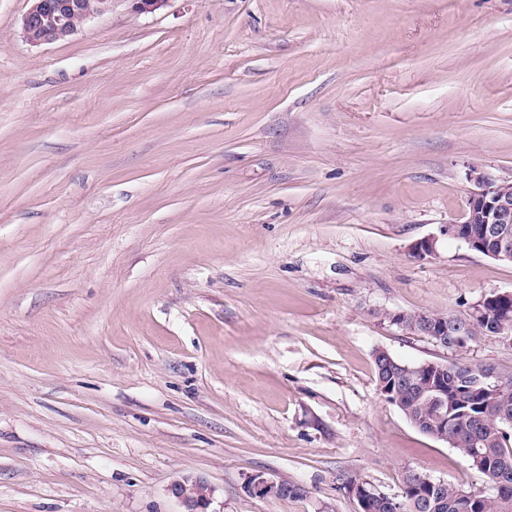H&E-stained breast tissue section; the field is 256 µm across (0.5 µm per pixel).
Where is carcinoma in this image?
<instances>
[{
  "mask_svg": "<svg viewBox=\"0 0 512 512\" xmlns=\"http://www.w3.org/2000/svg\"><path fill=\"white\" fill-rule=\"evenodd\" d=\"M512 318V302L504 306L499 302L484 306V312L474 315H452L450 319L470 326L468 340L479 336H490L497 332L499 320ZM405 362L394 359L387 366L374 363L376 384L390 381L401 371ZM492 371V366L468 365L454 362L448 364L445 375V393L453 405L455 415L448 418V446L453 448L472 468L476 469L487 482L502 472L508 473L512 482V391L490 402L481 396L480 390L473 386L468 376L480 370ZM438 403L416 400L414 395L407 396L404 417L414 428L427 429L434 422ZM427 474L418 470L405 473L398 494L387 495L374 485L365 481L363 485L373 490L370 512H393L392 501L405 503V512H512V495L501 497L498 493L483 494L476 501L461 495L463 486L444 484L431 497L420 495L426 485Z\"/></svg>",
  "mask_w": 512,
  "mask_h": 512,
  "instance_id": "cac0c4a2",
  "label": "carcinoma"
}]
</instances>
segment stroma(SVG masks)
<instances>
[{"label":"stroma","mask_w":512,"mask_h":512,"mask_svg":"<svg viewBox=\"0 0 512 512\" xmlns=\"http://www.w3.org/2000/svg\"><path fill=\"white\" fill-rule=\"evenodd\" d=\"M28 7L0 0V512H181L185 474L214 512H357L353 473L491 493L373 353L512 372L385 318L512 292L444 232L469 167L512 181V0H112L41 46ZM387 350L385 349H377L374 353V358L379 357L380 359L392 357ZM394 362L397 364L381 365L374 361V371H375V381L376 386L378 388L379 384L388 382L386 386H382L378 389V393L381 398L389 404L402 406V397L403 395L400 392L399 387L395 384V382H389L392 375H396L401 371L399 366L408 365L410 367H417V365H411L405 363L397 358L392 357ZM284 483L288 485V496L285 498L303 497L304 490L300 486ZM284 483L268 477L264 473H255L248 478L245 488L250 495L255 497L283 498L287 493ZM169 492L184 508L181 512H209L214 488L202 478L182 476L170 485Z\"/></svg>","instance_id":"35a3bbf8"}]
</instances>
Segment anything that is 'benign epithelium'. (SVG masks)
I'll return each mask as SVG.
<instances>
[{
    "mask_svg": "<svg viewBox=\"0 0 512 512\" xmlns=\"http://www.w3.org/2000/svg\"><path fill=\"white\" fill-rule=\"evenodd\" d=\"M30 7L21 19L25 40L33 46L62 41L90 18L108 12L112 0H29ZM472 185L466 220L445 227L446 234L464 241L471 249L502 262H512V183L494 178L486 170L472 167L468 173ZM405 313H389L386 319L410 336H455L464 340L467 326L445 316L418 312L412 323L403 320ZM247 492L259 498H282L285 484L263 473L248 478ZM183 507V512H208L214 488L204 479L183 476L169 488ZM358 505L357 512H369L372 491L360 483L347 488Z\"/></svg>",
    "mask_w": 512,
    "mask_h": 512,
    "instance_id": "7a95c632",
    "label": "benign epithelium"
}]
</instances>
